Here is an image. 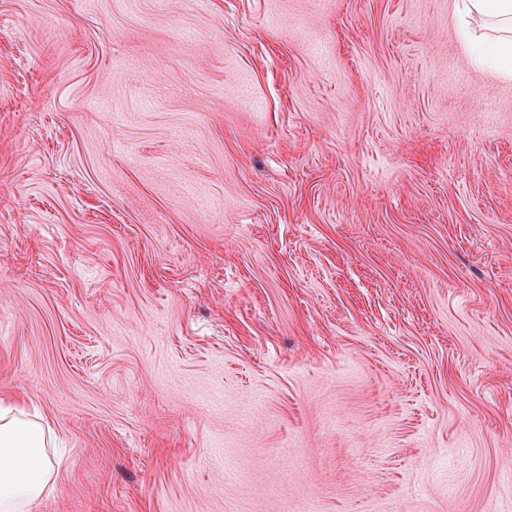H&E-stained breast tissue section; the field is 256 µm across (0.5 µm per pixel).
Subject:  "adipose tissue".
Returning <instances> with one entry per match:
<instances>
[{
  "instance_id": "1",
  "label": "adipose tissue",
  "mask_w": 512,
  "mask_h": 512,
  "mask_svg": "<svg viewBox=\"0 0 512 512\" xmlns=\"http://www.w3.org/2000/svg\"><path fill=\"white\" fill-rule=\"evenodd\" d=\"M458 32L467 45L490 46L487 66L512 76V0H456ZM56 436L24 404L0 403V512H33L63 476Z\"/></svg>"
}]
</instances>
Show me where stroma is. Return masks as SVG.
I'll return each mask as SVG.
<instances>
[{
	"label": "stroma",
	"instance_id": "35a3bbf8",
	"mask_svg": "<svg viewBox=\"0 0 512 512\" xmlns=\"http://www.w3.org/2000/svg\"><path fill=\"white\" fill-rule=\"evenodd\" d=\"M35 512H512V78L454 0H0V401ZM56 436L23 403L0 402V512H32L63 477Z\"/></svg>",
	"mask_w": 512,
	"mask_h": 512
}]
</instances>
